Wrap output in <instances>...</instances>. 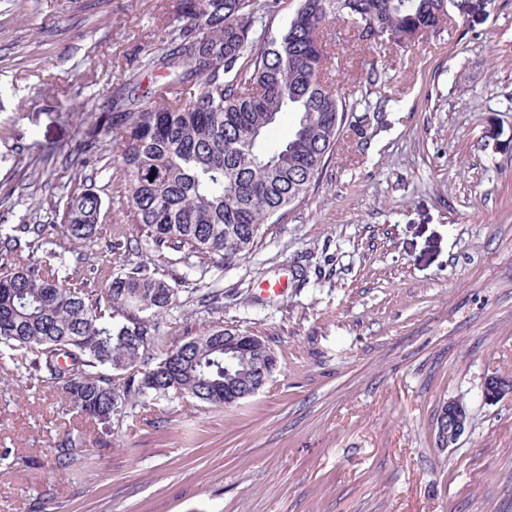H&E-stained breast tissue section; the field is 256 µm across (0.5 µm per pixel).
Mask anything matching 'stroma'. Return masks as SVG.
<instances>
[{
	"instance_id": "stroma-1",
	"label": "stroma",
	"mask_w": 512,
	"mask_h": 512,
	"mask_svg": "<svg viewBox=\"0 0 512 512\" xmlns=\"http://www.w3.org/2000/svg\"><path fill=\"white\" fill-rule=\"evenodd\" d=\"M165 0H0V224H56L70 189L124 223L121 165L85 131L159 35ZM324 37L352 111L321 174L255 251L198 285L224 312L171 309L169 348L216 325L261 337L277 368L230 409L149 400L98 429L0 358V512H512V0L450 10L405 48ZM385 71L395 96L367 92ZM281 283L284 292L260 289ZM467 406L434 445L444 402ZM81 433L83 459L54 448ZM451 405L462 408L464 411H466L467 415H469L467 407L462 403H444V405L441 408V412L436 419V431L434 442L436 447L438 448H447L451 445L456 444L459 438H455V432L457 435L461 436L468 426L469 417L465 418L464 415L459 416V412L455 413L453 410H448V408H450ZM448 416H450V418L454 422L455 427L451 419L448 418Z\"/></svg>"
}]
</instances>
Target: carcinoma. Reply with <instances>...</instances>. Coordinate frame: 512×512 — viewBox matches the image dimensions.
<instances>
[{"instance_id": "obj_1", "label": "carcinoma", "mask_w": 512, "mask_h": 512, "mask_svg": "<svg viewBox=\"0 0 512 512\" xmlns=\"http://www.w3.org/2000/svg\"><path fill=\"white\" fill-rule=\"evenodd\" d=\"M448 0H300L276 33L257 0H171L146 72L164 80L131 84L112 100L106 125L117 130L137 252L146 260L110 275V257L127 252L117 228L108 260L78 252L93 244L99 195L73 191L58 224L0 225V348L16 375L57 391L68 406L112 436L127 409L170 394L230 407L265 387L276 357L260 337L215 329L169 349L154 362L166 314L195 288H176L152 268L155 258L188 260L182 282L201 264L224 266L250 253L265 225L303 197L336 145L347 98L334 86L322 27L341 19L364 41L410 45L440 32ZM295 115L278 150L262 148L284 113ZM198 258L201 264L191 261ZM217 314L224 291L201 295ZM446 402L436 419L438 448L457 443ZM70 435L55 448L60 467L82 457Z\"/></svg>"}]
</instances>
